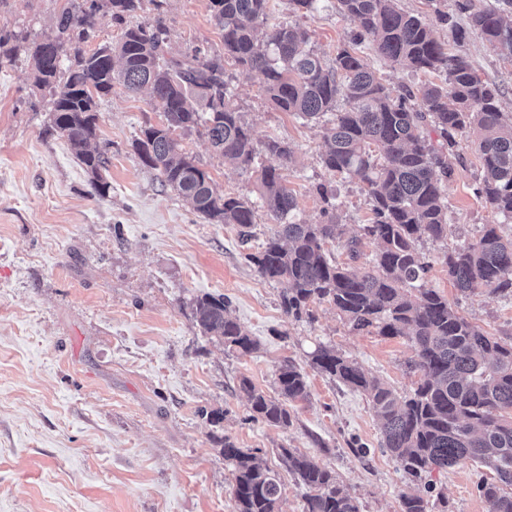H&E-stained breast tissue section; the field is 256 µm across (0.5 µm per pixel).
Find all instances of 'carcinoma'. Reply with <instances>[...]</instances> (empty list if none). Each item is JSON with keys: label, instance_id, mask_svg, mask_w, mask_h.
I'll return each mask as SVG.
<instances>
[{"label": "carcinoma", "instance_id": "carcinoma-1", "mask_svg": "<svg viewBox=\"0 0 512 512\" xmlns=\"http://www.w3.org/2000/svg\"><path fill=\"white\" fill-rule=\"evenodd\" d=\"M210 3L224 32V57L246 75L261 72L275 108L308 121L331 115L323 164L359 181L374 213V222L362 228L376 243L368 266L357 271L334 262L325 245L343 234L335 189L315 185L321 221L304 222L279 170L264 168L260 199L279 224L249 259L262 277L285 285L281 306L286 314L299 319L310 304L326 301L356 330L372 328L382 336L407 339L421 380L411 395L400 398L324 344L310 353V365L367 394L384 447L408 475L418 478L466 460L478 462L494 473L480 485L489 512H512V342L488 335L428 287L431 263L417 249L424 237L448 238L443 180L452 173L449 159L456 155L457 137L471 130L479 134L482 161L477 193L495 213L512 218V114L501 110L497 89L478 76L467 57L448 53L432 25L402 11L396 0H336V9L356 25L352 43L370 42L386 64L442 73L445 84L394 96L351 49L340 50L328 64L306 48L305 32L283 24L259 40L268 0ZM456 8L467 18V28L455 30L456 39L463 40L469 29L512 57V0H495L484 8L474 0H456ZM136 9L137 0H70L45 38L0 30V65L26 56L34 87L49 93L53 129L92 174L101 197L107 190L101 171L109 157L97 143L96 98L116 84L135 93L148 90L162 121L145 127L136 140L141 162L158 171L162 185L197 215L212 224L236 225L247 244L255 224L253 203L218 192L210 175L183 151L179 137L203 128L224 161L242 169L250 168L261 151L290 163L294 149L276 138L255 140L229 103L224 65L198 56L185 63L166 60L159 21L125 26L115 46L83 49L100 17L122 24ZM339 97L346 104L341 111L336 110ZM444 263L463 294L479 288L512 294V239L495 224L484 225L475 242L448 250ZM192 313L202 333L224 347L245 354L254 350V340L224 296L196 297ZM276 384L278 396L270 397L243 376L239 390L253 420L286 428L292 423L289 406L307 400L308 383L290 361L279 368ZM222 453L232 467L237 512H278L279 473L228 437ZM280 458L306 489L304 512H359L333 471L290 448L281 449ZM401 504V512H429L420 490L402 494Z\"/></svg>", "mask_w": 512, "mask_h": 512}]
</instances>
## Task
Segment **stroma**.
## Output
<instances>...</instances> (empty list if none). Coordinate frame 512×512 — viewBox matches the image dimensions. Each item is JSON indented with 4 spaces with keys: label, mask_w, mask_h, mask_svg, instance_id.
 <instances>
[{
    "label": "stroma",
    "mask_w": 512,
    "mask_h": 512,
    "mask_svg": "<svg viewBox=\"0 0 512 512\" xmlns=\"http://www.w3.org/2000/svg\"><path fill=\"white\" fill-rule=\"evenodd\" d=\"M399 8L432 23L449 53L466 56L482 79L500 90L512 112V58L478 34L454 42L438 12L455 14L454 0H397ZM68 0H8L0 27L41 34ZM269 21L305 30L318 56L332 60L347 46L353 26L336 0H316L308 12L290 0H270ZM161 23L168 57L202 50L223 58L224 42L210 0H140L129 24ZM392 91L437 82L433 73L382 62L370 43L356 49ZM230 102L256 140L288 141L291 163L258 155L249 170H234L198 132L180 138L184 151L217 188L256 200L260 167L279 166L297 200L298 216L320 219L314 191H336L343 237L326 250L337 262L349 255L347 238L373 218L363 185L328 171L323 128L275 109L260 72L240 74L225 60ZM99 142L111 163L102 174L104 198L91 196L92 179L65 140L52 129L47 97L32 84L26 58L0 67V512H236L224 439L257 450L279 470L280 512H303L305 489L282 470L280 449L310 454L332 470L360 512H400L414 488L382 436L368 398L313 369L318 344L336 347L397 396L417 387L406 339L353 331L328 303L314 304L313 319L294 320L281 308L282 286L263 278L251 253L274 233V217L256 212L254 237L241 244L235 226L194 214L157 171L145 167L134 143L161 121L146 93L114 86L97 98ZM453 174L445 183L448 237L422 239L432 268L428 285L488 335L512 339V296L480 290L462 295L448 278L443 257L455 244L476 241L484 225L512 237V220L493 212L474 189L481 162L471 135L459 139ZM221 295L258 343L239 354L201 333L192 301ZM294 361L309 398L293 407L281 429L250 420L238 390L250 377L274 394L276 373ZM222 410L220 426L206 414ZM491 473L467 461L436 470L430 512H487L479 491Z\"/></svg>",
    "instance_id": "obj_1"
}]
</instances>
